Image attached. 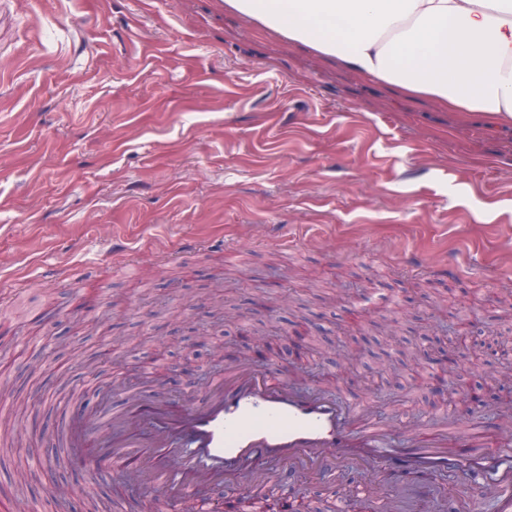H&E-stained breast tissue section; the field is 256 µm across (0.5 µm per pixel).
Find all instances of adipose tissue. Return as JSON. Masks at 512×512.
Wrapping results in <instances>:
<instances>
[{
  "label": "adipose tissue",
  "instance_id": "1",
  "mask_svg": "<svg viewBox=\"0 0 512 512\" xmlns=\"http://www.w3.org/2000/svg\"><path fill=\"white\" fill-rule=\"evenodd\" d=\"M288 42L453 112L512 125V0H252Z\"/></svg>",
  "mask_w": 512,
  "mask_h": 512
}]
</instances>
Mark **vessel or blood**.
<instances>
[{
  "label": "vessel or blood",
  "mask_w": 512,
  "mask_h": 512,
  "mask_svg": "<svg viewBox=\"0 0 512 512\" xmlns=\"http://www.w3.org/2000/svg\"><path fill=\"white\" fill-rule=\"evenodd\" d=\"M209 2L252 30L288 38L274 17L252 13L248 0ZM503 432L495 423L487 434L452 440L410 419L386 425L365 403L323 388L304 391L242 363L190 400L175 402L147 388L131 393L121 409L108 408L73 425L68 440L71 463L86 469L108 463L123 473L128 495L145 487L191 494L232 479L261 486L308 465L336 473L352 449L361 448L369 489H377L385 476L400 478L425 465L462 476L470 495L489 503L492 512H512V439ZM452 441L496 451L467 460L449 454Z\"/></svg>",
  "instance_id": "1"
}]
</instances>
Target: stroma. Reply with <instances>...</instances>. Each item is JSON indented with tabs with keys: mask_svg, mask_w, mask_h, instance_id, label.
<instances>
[{
	"mask_svg": "<svg viewBox=\"0 0 512 512\" xmlns=\"http://www.w3.org/2000/svg\"><path fill=\"white\" fill-rule=\"evenodd\" d=\"M189 239L206 250L184 253ZM212 293L226 319L254 315L190 385L181 356L215 322ZM298 299L317 342L290 352ZM473 318L490 336L512 324L511 126L364 80L208 0H0V382L37 405L15 434L40 474L31 487L0 466V512L19 496L56 512L58 485L110 510L186 512L176 494L126 497L108 466L67 464L61 433L104 394L199 393L232 363L432 424L456 410L429 389L435 363L415 378L339 367L335 351L392 352L373 325L394 320L408 339L452 326L466 353ZM429 483L436 512H474L460 478ZM329 484L304 469L277 496L333 512Z\"/></svg>",
	"mask_w": 512,
	"mask_h": 512,
	"instance_id": "stroma-1",
	"label": "stroma"
}]
</instances>
